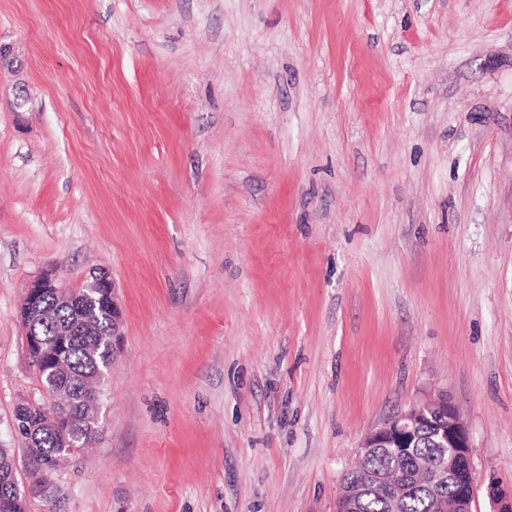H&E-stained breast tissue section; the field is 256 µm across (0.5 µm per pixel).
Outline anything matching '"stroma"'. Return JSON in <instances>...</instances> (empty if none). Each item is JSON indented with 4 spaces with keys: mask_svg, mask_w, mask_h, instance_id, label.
<instances>
[{
    "mask_svg": "<svg viewBox=\"0 0 512 512\" xmlns=\"http://www.w3.org/2000/svg\"><path fill=\"white\" fill-rule=\"evenodd\" d=\"M0 448L29 281L122 320L61 512H335L447 389L512 486V0H0Z\"/></svg>",
    "mask_w": 512,
    "mask_h": 512,
    "instance_id": "1",
    "label": "stroma"
}]
</instances>
